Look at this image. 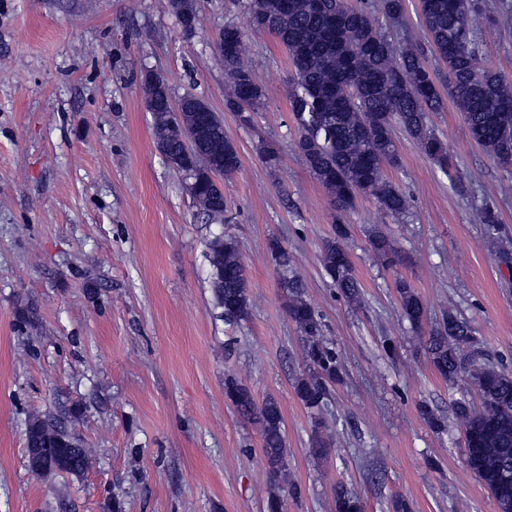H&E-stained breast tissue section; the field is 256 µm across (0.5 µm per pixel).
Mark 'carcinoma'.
I'll return each instance as SVG.
<instances>
[{
    "instance_id": "obj_1",
    "label": "carcinoma",
    "mask_w": 512,
    "mask_h": 512,
    "mask_svg": "<svg viewBox=\"0 0 512 512\" xmlns=\"http://www.w3.org/2000/svg\"><path fill=\"white\" fill-rule=\"evenodd\" d=\"M172 10L187 34L200 24V0H171ZM246 23L266 30L287 50L294 69L289 91L291 114L299 130L295 150L310 173L324 187L338 213L356 209L363 198L376 201L392 216L408 211L407 194L386 178L384 167L399 163L395 130L448 174L453 160L447 145L428 125V113L442 108L436 74L424 62V48L412 41L395 42L379 23L393 22L404 11V0H375L369 6L349 0H324L317 12L311 0H246ZM428 43L448 66V96L456 103L470 138L501 166L512 168V77L490 69L479 55L483 40L476 17L481 0H421ZM225 95L244 125L263 97L250 66L243 58V33L233 24L224 26ZM147 111L153 115L157 147L174 169L193 174L192 199L210 221H224L227 203L224 180L240 171L241 160L224 126L211 113L172 111L169 88L158 74L142 80ZM488 239L498 243L509 236L494 206L487 202L479 213ZM349 225L337 223L324 240L321 265L344 300L357 306L361 300L350 254L346 247ZM373 261L389 268L400 262L394 244L380 232L369 238ZM281 271L288 317L304 336L307 372L295 384L303 404L322 413L331 405L332 383L340 377L336 347L323 336L322 318L307 301L304 283L293 268L281 242H269ZM210 286L218 318L233 327L249 318L250 299L238 246L220 233L206 245ZM401 314L422 331L420 341L433 368L453 380L465 366L472 377L480 406L465 401L456 406L466 465L490 492L499 512H512V373L491 366L479 367L475 330L451 312L423 329L426 308L405 279L396 280ZM224 394L237 412L255 421L262 431V453L270 474L285 480L288 451L277 401L255 403L250 390L234 377L224 380ZM330 445L322 426L313 430L311 452L320 455ZM28 465L42 469L48 458L61 454L63 472L80 476L89 467L81 441L65 421L33 415L26 420ZM336 512H363L361 499L344 489L336 491Z\"/></svg>"
}]
</instances>
